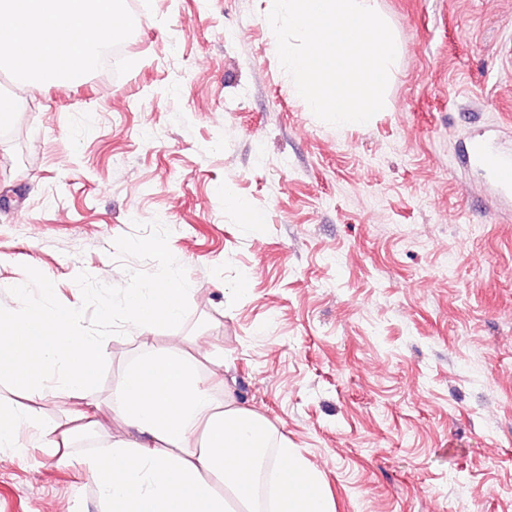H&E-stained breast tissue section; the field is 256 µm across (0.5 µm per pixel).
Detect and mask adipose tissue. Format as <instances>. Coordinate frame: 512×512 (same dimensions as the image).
Returning a JSON list of instances; mask_svg holds the SVG:
<instances>
[{
	"instance_id": "ef3b65f1",
	"label": "adipose tissue",
	"mask_w": 512,
	"mask_h": 512,
	"mask_svg": "<svg viewBox=\"0 0 512 512\" xmlns=\"http://www.w3.org/2000/svg\"><path fill=\"white\" fill-rule=\"evenodd\" d=\"M119 16L117 0H0V33L35 50L34 83L73 86L88 70L84 53L111 43ZM186 293L176 268L123 291L145 352L123 370L112 403L125 435L85 459L100 512H331L320 472L271 422L232 395L216 399L177 344L150 337L158 321L181 320ZM81 322L78 308L57 307L46 294L31 299L23 286L0 305V379L24 397L0 404V449L12 456L24 454V433L54 453L75 432L96 433V405L54 424L37 408L57 388L83 399L96 380L102 338Z\"/></svg>"
}]
</instances>
